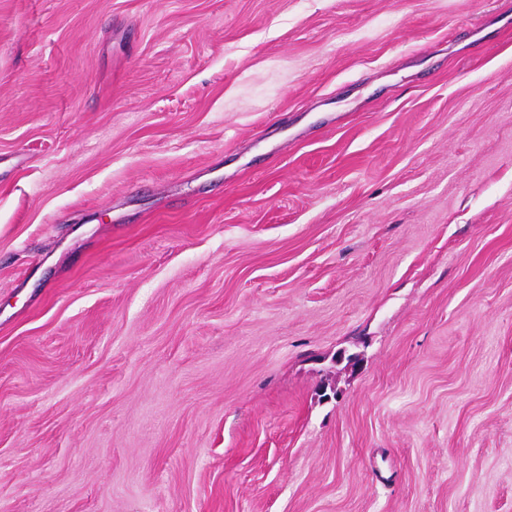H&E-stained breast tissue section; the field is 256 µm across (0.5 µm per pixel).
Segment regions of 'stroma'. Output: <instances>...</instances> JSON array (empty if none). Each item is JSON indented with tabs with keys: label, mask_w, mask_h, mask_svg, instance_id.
Wrapping results in <instances>:
<instances>
[{
	"label": "stroma",
	"mask_w": 512,
	"mask_h": 512,
	"mask_svg": "<svg viewBox=\"0 0 512 512\" xmlns=\"http://www.w3.org/2000/svg\"><path fill=\"white\" fill-rule=\"evenodd\" d=\"M0 512H512V0H0Z\"/></svg>",
	"instance_id": "stroma-1"
}]
</instances>
